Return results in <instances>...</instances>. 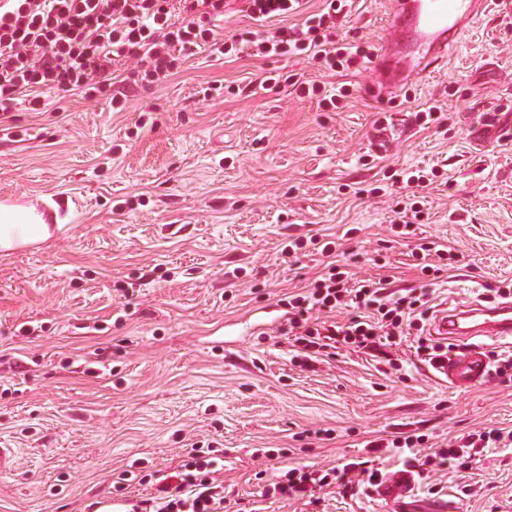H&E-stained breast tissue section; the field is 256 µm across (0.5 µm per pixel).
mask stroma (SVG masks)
Returning a JSON list of instances; mask_svg holds the SVG:
<instances>
[{"label": "stroma", "mask_w": 512, "mask_h": 512, "mask_svg": "<svg viewBox=\"0 0 512 512\" xmlns=\"http://www.w3.org/2000/svg\"><path fill=\"white\" fill-rule=\"evenodd\" d=\"M392 9L354 0L339 34L380 43ZM131 70L114 84L125 111L69 96L0 123V199L70 215L45 244L0 253V512H140L194 445L215 451L224 512H392L371 489L325 488L315 504L261 491L281 463L325 470L379 437L442 448L512 431V386L449 387L415 335L341 345L305 371L281 334L282 298L322 273L328 247L353 281L432 285L436 311L512 283V0H492L444 67L384 98L370 65L328 72L248 49L197 51L148 90ZM286 72L351 95L333 109L269 84ZM429 106L426 129L414 113ZM381 123L398 133L379 156ZM417 173L424 217L406 235L391 205ZM439 501L512 512V442L437 485L416 477L405 512Z\"/></svg>", "instance_id": "obj_1"}]
</instances>
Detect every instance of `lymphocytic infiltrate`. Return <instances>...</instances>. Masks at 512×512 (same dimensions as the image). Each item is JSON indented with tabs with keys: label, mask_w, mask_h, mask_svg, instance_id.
Returning <instances> with one entry per match:
<instances>
[{
	"label": "lymphocytic infiltrate",
	"mask_w": 512,
	"mask_h": 512,
	"mask_svg": "<svg viewBox=\"0 0 512 512\" xmlns=\"http://www.w3.org/2000/svg\"><path fill=\"white\" fill-rule=\"evenodd\" d=\"M303 0H245L255 25L239 30L232 42L215 37L208 20L223 16L224 0H0V113L16 105L30 112L46 108L50 96L71 93L96 99L114 112L124 111V96L112 91V70L136 62L135 84L155 87L173 77L180 53L206 46L226 55L247 46L256 56H306L326 70L347 69L371 60L375 48L336 37V18L350 0H324L323 8L304 15ZM299 17V24L259 31L273 18ZM431 296L414 288L387 292L384 282L351 287L336 263L301 293L283 299L288 310L286 334L304 367H311L342 338L352 348L376 347L381 339L419 328ZM355 309L348 323L327 329L311 326L312 310ZM213 458L201 449L187 452L184 464L155 488L156 512H218L223 499L211 475ZM381 472L368 460L327 470L295 464L283 469L274 485L285 500L310 496L314 486L334 485L353 492L377 484Z\"/></svg>",
	"instance_id": "lymphocytic-infiltrate-1"
}]
</instances>
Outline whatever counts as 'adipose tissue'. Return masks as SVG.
<instances>
[{
  "mask_svg": "<svg viewBox=\"0 0 512 512\" xmlns=\"http://www.w3.org/2000/svg\"><path fill=\"white\" fill-rule=\"evenodd\" d=\"M68 221V216L58 215L49 225L36 205L0 203V253L45 242L52 236L54 226Z\"/></svg>",
  "mask_w": 512,
  "mask_h": 512,
  "instance_id": "adipose-tissue-1",
  "label": "adipose tissue"
}]
</instances>
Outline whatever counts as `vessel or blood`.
Returning <instances> with one entry per match:
<instances>
[{
  "label": "vessel or blood",
  "mask_w": 512,
  "mask_h": 512,
  "mask_svg": "<svg viewBox=\"0 0 512 512\" xmlns=\"http://www.w3.org/2000/svg\"><path fill=\"white\" fill-rule=\"evenodd\" d=\"M489 0H396L390 33L380 44L375 68L387 88L426 79L458 45ZM435 338L455 349L434 371L456 388H474L491 377L488 341H512V301L488 305L475 299L439 310L431 323Z\"/></svg>",
  "instance_id": "obj_1"
}]
</instances>
